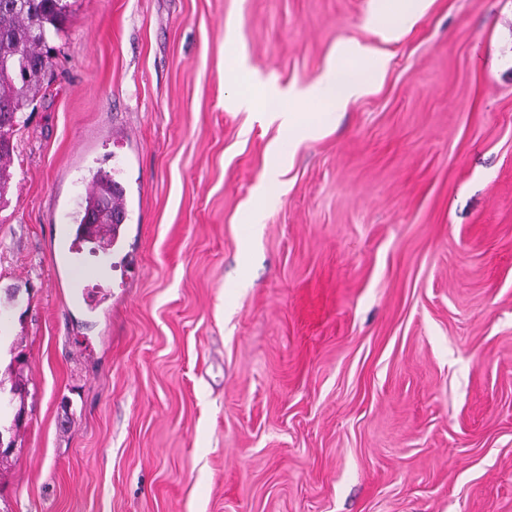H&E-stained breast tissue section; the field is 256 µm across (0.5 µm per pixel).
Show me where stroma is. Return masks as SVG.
I'll use <instances>...</instances> for the list:
<instances>
[{
    "mask_svg": "<svg viewBox=\"0 0 512 512\" xmlns=\"http://www.w3.org/2000/svg\"><path fill=\"white\" fill-rule=\"evenodd\" d=\"M0 203V512H512V0H70ZM378 79L296 151L239 101ZM279 192L258 196L269 164ZM119 248L61 237L92 174ZM396 4H387L381 23L389 32H402L407 30L420 16L425 0H396L386 1Z\"/></svg>",
    "mask_w": 512,
    "mask_h": 512,
    "instance_id": "1",
    "label": "stroma"
}]
</instances>
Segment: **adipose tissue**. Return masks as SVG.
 I'll list each match as a JSON object with an SVG mask.
<instances>
[{
	"mask_svg": "<svg viewBox=\"0 0 512 512\" xmlns=\"http://www.w3.org/2000/svg\"><path fill=\"white\" fill-rule=\"evenodd\" d=\"M370 53L369 47L350 42L338 51L335 62L326 72L306 88L285 93L275 86L264 87V98L284 96L288 99L287 107L269 111L268 116L279 121L289 145L299 147L324 125L327 115L320 112V105L342 109L365 85L375 80L376 69L356 71L352 68L353 61L365 59Z\"/></svg>",
	"mask_w": 512,
	"mask_h": 512,
	"instance_id": "adipose-tissue-1",
	"label": "adipose tissue"
}]
</instances>
